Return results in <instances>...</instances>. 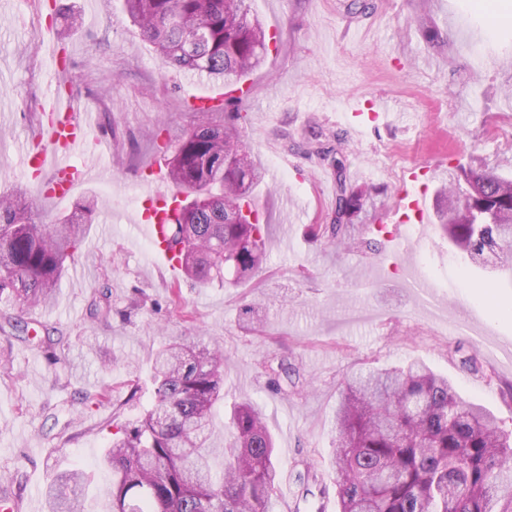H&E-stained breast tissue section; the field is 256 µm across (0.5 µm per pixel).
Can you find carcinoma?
Returning a JSON list of instances; mask_svg holds the SVG:
<instances>
[{"instance_id":"obj_1","label":"carcinoma","mask_w":512,"mask_h":512,"mask_svg":"<svg viewBox=\"0 0 512 512\" xmlns=\"http://www.w3.org/2000/svg\"><path fill=\"white\" fill-rule=\"evenodd\" d=\"M124 10L165 67L212 82L241 81L268 53V37L249 0H123ZM167 158L185 195L166 213V241L199 285H235L255 276L267 235L256 187L264 180L242 127L201 113ZM438 211L441 230L473 263L494 254L493 270H512V180L460 168ZM360 198L338 182L333 224L316 226L342 244ZM88 197L58 222H43L19 194L0 196V303H52L66 262L75 258L96 214ZM224 353L178 337L153 357L154 405L121 428L101 458L112 471L110 512H274L279 471L274 440L250 402L231 412L232 442L215 446L214 413L224 398ZM224 458L221 469L215 455ZM339 512H512V433L491 411L463 400L448 378L418 362L347 378L336 406ZM84 473H57L48 512H85Z\"/></svg>"}]
</instances>
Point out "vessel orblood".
Masks as SVG:
<instances>
[{
    "label": "vessel or blood",
    "mask_w": 512,
    "mask_h": 512,
    "mask_svg": "<svg viewBox=\"0 0 512 512\" xmlns=\"http://www.w3.org/2000/svg\"><path fill=\"white\" fill-rule=\"evenodd\" d=\"M96 116L91 112L79 111L73 97H56L49 112L44 113L40 123L42 150L29 154L28 165L39 173H47L48 179L40 184L44 197L64 199L72 194L77 186L95 179L107 178V171L93 165L77 164L76 159L88 150L91 129ZM173 191L154 188L150 191L140 222L144 234L154 253L165 260H172L173 253L165 243L164 227L161 219Z\"/></svg>",
    "instance_id": "1"
}]
</instances>
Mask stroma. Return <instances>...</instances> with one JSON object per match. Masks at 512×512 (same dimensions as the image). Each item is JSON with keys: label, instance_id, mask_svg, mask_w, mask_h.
I'll use <instances>...</instances> for the list:
<instances>
[{"label": "stroma", "instance_id": "stroma-1", "mask_svg": "<svg viewBox=\"0 0 512 512\" xmlns=\"http://www.w3.org/2000/svg\"><path fill=\"white\" fill-rule=\"evenodd\" d=\"M251 0L278 47L248 77L253 93L226 101L266 178L256 190L270 238L248 283L197 286L141 238L144 170L163 140L197 120L189 101L222 85L161 66L121 0H57V17L32 0H0V194L23 192L40 219L75 212L97 196L95 222L54 303L0 306V495L23 512H47L54 473H92L86 512H108L112 477L98 461L117 425L153 399L152 358L177 336L224 352V416L258 406L276 440L274 512H338L333 441L341 383L364 367L418 360L447 375L467 400L512 429V282L489 275L438 229L404 227L402 240L373 230L396 191L423 194L436 213L459 166L512 177V0ZM66 58V82L57 61ZM67 87L96 112L89 156L106 149L112 176L66 200L31 186L28 138L50 99ZM385 98L397 121L351 126L352 101ZM344 173H337V162ZM427 177L407 183L411 168ZM359 193L354 239L336 246L310 225L332 224L338 180ZM257 307L255 320L243 310ZM50 335L34 347L24 330Z\"/></svg>", "mask_w": 512, "mask_h": 512}]
</instances>
